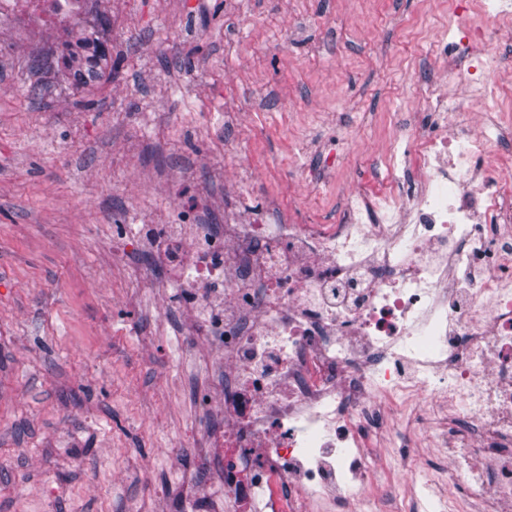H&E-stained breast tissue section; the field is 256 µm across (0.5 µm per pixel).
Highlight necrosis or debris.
I'll return each instance as SVG.
<instances>
[{
  "label": "necrosis or debris",
  "mask_w": 512,
  "mask_h": 512,
  "mask_svg": "<svg viewBox=\"0 0 512 512\" xmlns=\"http://www.w3.org/2000/svg\"><path fill=\"white\" fill-rule=\"evenodd\" d=\"M81 0H0V14L62 23ZM457 6L449 50L473 84L495 68L487 52L505 17ZM434 129L413 127L384 157L415 167L418 189H393L387 221L350 202L336 224H227L174 238L167 224H131L124 251L155 240L185 268L174 307L216 304L203 339L224 355V512H383L363 452L376 423L373 392L425 394L455 499L414 500L413 512H512V186L480 167L505 127L475 121L436 94ZM198 257L187 265V253Z\"/></svg>",
  "instance_id": "4bbe7bcc"
}]
</instances>
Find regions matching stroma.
Here are the masks:
<instances>
[{"mask_svg": "<svg viewBox=\"0 0 512 512\" xmlns=\"http://www.w3.org/2000/svg\"><path fill=\"white\" fill-rule=\"evenodd\" d=\"M119 63L75 89L56 55L62 25L0 20V512H173L222 497L221 417L197 392L222 389L224 361L167 304L159 280L115 260L121 224L179 237L249 200L252 222L336 223L348 202L389 191L380 162L429 125L435 89L477 119L512 114V17L482 83L449 87L440 46L449 0H98ZM40 57L41 67L30 65ZM427 398L376 402L368 451L396 489L436 473L433 449L405 457L390 424L414 427Z\"/></svg>", "mask_w": 512, "mask_h": 512, "instance_id": "obj_1", "label": "stroma"}]
</instances>
